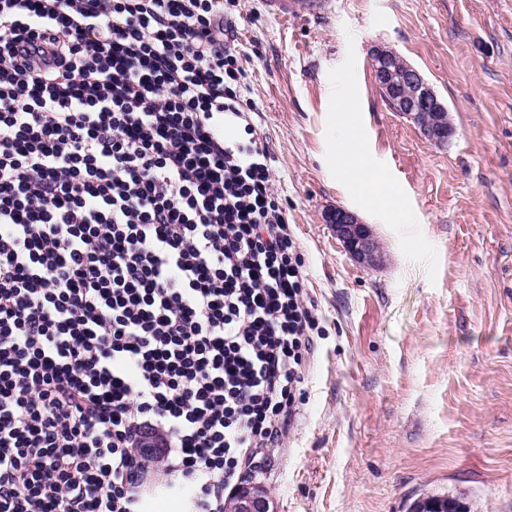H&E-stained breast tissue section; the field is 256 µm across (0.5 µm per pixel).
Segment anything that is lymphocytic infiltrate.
Instances as JSON below:
<instances>
[{"mask_svg": "<svg viewBox=\"0 0 512 512\" xmlns=\"http://www.w3.org/2000/svg\"><path fill=\"white\" fill-rule=\"evenodd\" d=\"M224 0H0V512H191L322 335Z\"/></svg>", "mask_w": 512, "mask_h": 512, "instance_id": "obj_1", "label": "lymphocytic infiltrate"}]
</instances>
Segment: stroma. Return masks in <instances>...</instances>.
<instances>
[{"mask_svg":"<svg viewBox=\"0 0 512 512\" xmlns=\"http://www.w3.org/2000/svg\"><path fill=\"white\" fill-rule=\"evenodd\" d=\"M234 15L326 329L299 415L247 483L277 512H408L428 495L512 512V0H308L285 17L240 0ZM377 44L447 105V146L390 110ZM337 117L402 218L327 164ZM337 208L370 226L382 264L350 256L325 221Z\"/></svg>","mask_w":512,"mask_h":512,"instance_id":"obj_1","label":"stroma"}]
</instances>
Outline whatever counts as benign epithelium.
Returning a JSON list of instances; mask_svg holds the SVG:
<instances>
[{
  "label": "benign epithelium",
  "instance_id": "benign-epithelium-1",
  "mask_svg": "<svg viewBox=\"0 0 512 512\" xmlns=\"http://www.w3.org/2000/svg\"><path fill=\"white\" fill-rule=\"evenodd\" d=\"M370 56L375 83L390 108L407 118L426 140L440 146L447 144L454 134L447 105L420 71L382 46L372 47ZM326 221L355 260L371 266L380 263V244L357 215L338 208L326 215ZM226 512H273V502L264 489L247 486Z\"/></svg>",
  "mask_w": 512,
  "mask_h": 512
}]
</instances>
